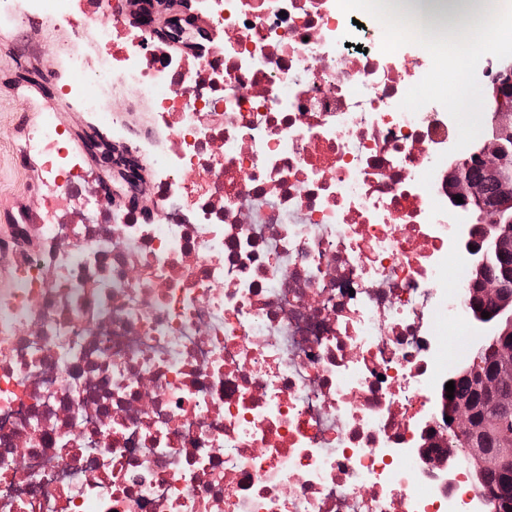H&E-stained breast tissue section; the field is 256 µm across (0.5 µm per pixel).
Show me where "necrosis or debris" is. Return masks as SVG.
<instances>
[{"instance_id": "1", "label": "necrosis or debris", "mask_w": 512, "mask_h": 512, "mask_svg": "<svg viewBox=\"0 0 512 512\" xmlns=\"http://www.w3.org/2000/svg\"><path fill=\"white\" fill-rule=\"evenodd\" d=\"M96 85L147 98L153 218L29 134L52 185L0 288V512H447L418 450L464 304L440 157L465 130L335 0H206L224 49L146 50L61 0Z\"/></svg>"}]
</instances>
